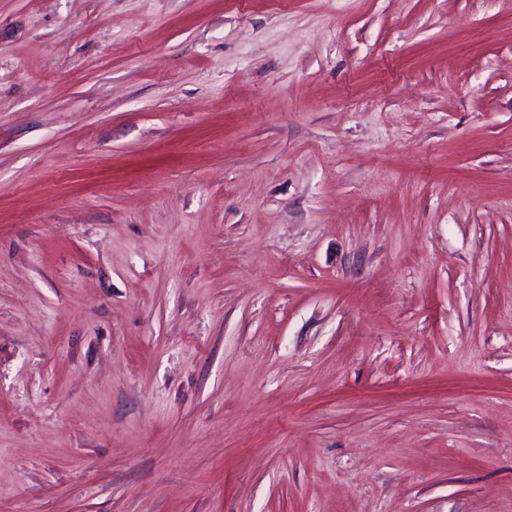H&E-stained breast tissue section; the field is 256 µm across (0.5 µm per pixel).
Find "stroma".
Returning <instances> with one entry per match:
<instances>
[{
	"label": "stroma",
	"mask_w": 512,
	"mask_h": 512,
	"mask_svg": "<svg viewBox=\"0 0 512 512\" xmlns=\"http://www.w3.org/2000/svg\"><path fill=\"white\" fill-rule=\"evenodd\" d=\"M0 512H512V0H0Z\"/></svg>",
	"instance_id": "obj_1"
}]
</instances>
